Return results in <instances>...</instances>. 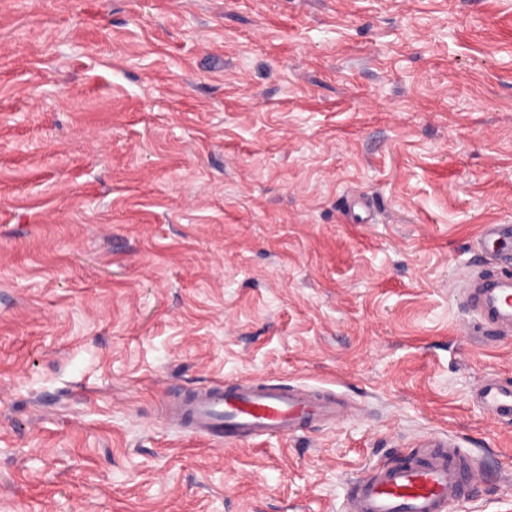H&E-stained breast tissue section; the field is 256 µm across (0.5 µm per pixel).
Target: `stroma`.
I'll use <instances>...</instances> for the list:
<instances>
[{"label": "stroma", "instance_id": "obj_1", "mask_svg": "<svg viewBox=\"0 0 512 512\" xmlns=\"http://www.w3.org/2000/svg\"><path fill=\"white\" fill-rule=\"evenodd\" d=\"M512 224V0H0V512H344L432 433L512 512L462 279ZM333 390L183 435L216 380ZM479 239L485 251L494 256L493 261L501 265L512 263V257L502 253L508 241H512V224H483L479 231ZM344 408L335 395L269 382L221 385L196 391L176 407L165 403L166 416L175 417L188 434L235 442L292 438L313 421L340 419Z\"/></svg>", "mask_w": 512, "mask_h": 512}]
</instances>
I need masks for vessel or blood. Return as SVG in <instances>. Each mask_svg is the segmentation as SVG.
<instances>
[{
	"label": "vessel or blood",
	"mask_w": 512,
	"mask_h": 512,
	"mask_svg": "<svg viewBox=\"0 0 512 512\" xmlns=\"http://www.w3.org/2000/svg\"><path fill=\"white\" fill-rule=\"evenodd\" d=\"M479 238L495 262L512 263L505 245L512 224H485ZM463 303L486 334L512 333V276L485 272L465 277ZM477 405L488 415L512 419V384L488 379L475 392ZM343 403L333 395L269 382L219 386L194 392L178 406H166L167 416L201 438L227 441L264 436L292 438L308 423L337 420ZM478 460L449 437H432L394 462L371 466L356 479L346 512H449L464 500L479 476Z\"/></svg>",
	"instance_id": "b4317fda"
}]
</instances>
